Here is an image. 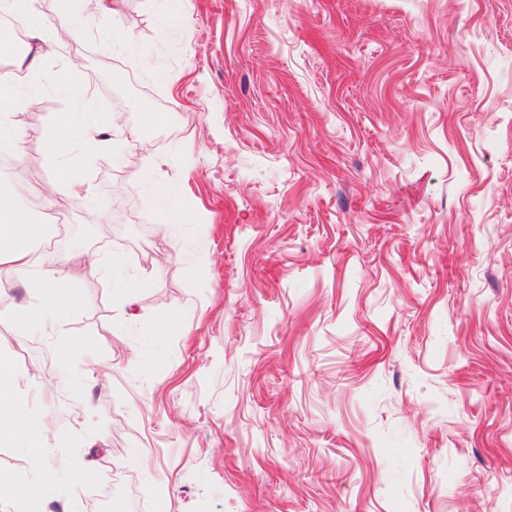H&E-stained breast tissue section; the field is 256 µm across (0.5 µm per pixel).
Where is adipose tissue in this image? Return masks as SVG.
I'll use <instances>...</instances> for the list:
<instances>
[{"label": "adipose tissue", "instance_id": "obj_1", "mask_svg": "<svg viewBox=\"0 0 512 512\" xmlns=\"http://www.w3.org/2000/svg\"><path fill=\"white\" fill-rule=\"evenodd\" d=\"M115 0H94L93 10H86L65 0L55 21L35 30L25 55H18L12 37L0 35V57L21 56L27 70H37L42 56L40 46L50 42L66 46L84 39L95 14L116 11ZM99 147L103 133L91 121H77L74 113H59L45 133L50 154L56 155L73 141ZM81 156L74 155L55 173L52 185L33 191L21 184L0 179V274L13 275L29 289L30 303L9 311L18 330L28 336L51 335L62 316L79 309L83 301L69 289L70 271L66 263L48 266L40 243L50 232L41 221L42 210L50 203L56 186H63L76 202L90 198L92 189L82 174ZM21 377L10 352L0 350V446L26 449L29 473L26 478L0 475V504L16 503L19 512H46L41 482L48 475L42 465L43 451L58 434L45 420L24 412L19 402L27 395L19 385Z\"/></svg>", "mask_w": 512, "mask_h": 512}]
</instances>
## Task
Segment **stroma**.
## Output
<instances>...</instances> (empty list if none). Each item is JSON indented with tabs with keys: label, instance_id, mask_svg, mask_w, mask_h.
Wrapping results in <instances>:
<instances>
[{
	"label": "stroma",
	"instance_id": "obj_1",
	"mask_svg": "<svg viewBox=\"0 0 512 512\" xmlns=\"http://www.w3.org/2000/svg\"><path fill=\"white\" fill-rule=\"evenodd\" d=\"M115 26L129 49L0 58V95L43 104L13 112L5 178H53L56 113L108 138L67 222L114 238L49 262L116 257L147 283L128 308L78 277L52 336L0 316V349H38L69 402L27 401L64 437L47 464H72L49 505L512 512V0H120L94 23ZM93 446L115 458L90 475Z\"/></svg>",
	"mask_w": 512,
	"mask_h": 512
}]
</instances>
